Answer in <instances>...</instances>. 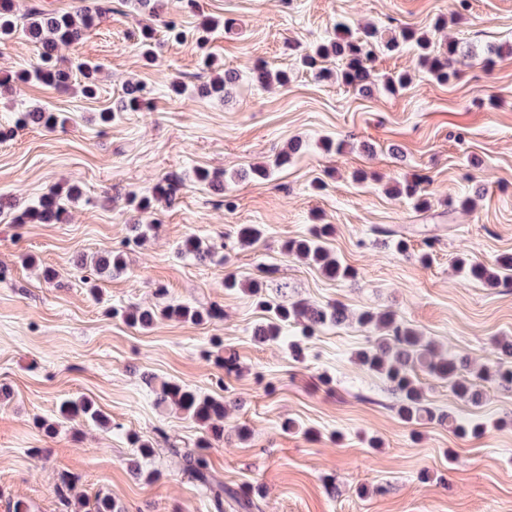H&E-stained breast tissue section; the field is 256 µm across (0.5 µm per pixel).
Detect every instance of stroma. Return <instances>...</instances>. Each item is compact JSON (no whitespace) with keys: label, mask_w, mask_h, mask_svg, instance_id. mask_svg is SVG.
<instances>
[{"label":"stroma","mask_w":512,"mask_h":512,"mask_svg":"<svg viewBox=\"0 0 512 512\" xmlns=\"http://www.w3.org/2000/svg\"><path fill=\"white\" fill-rule=\"evenodd\" d=\"M163 0L162 20L182 38L164 36L155 64L138 49L139 18L128 0H112L96 27L63 47L66 66L100 67L99 91L15 81L36 61L25 32L0 47V195L21 204L51 187L78 184L63 224H17L0 216V512L24 502L28 512H59L56 486L75 476L84 500L112 496L125 512H214L205 487L182 469V454L200 436L198 424L156 404L155 384L172 381L223 399L230 408L225 436L208 450L211 475L233 489H262L261 512H512V390L482 384L480 404L459 399L446 382L420 380L434 418L406 423L386 382L356 360L368 329L357 322L305 336L288 328L283 342L261 345L255 327L265 312L241 287L262 279L294 287V297L351 312H392L433 342L440 353L495 366L494 346L512 339V280L490 288L463 280L458 256L491 263L512 255V54L483 67L486 49L512 44V0ZM227 20L206 48L192 31L202 17ZM447 25L434 30L437 18ZM351 28L428 29L436 43L457 42L466 56L448 84L416 65L411 48L378 53L370 64L375 87L362 95L336 80H317L298 67L309 48ZM238 71L224 100L199 95L211 73L205 52ZM290 72L288 87L252 79L257 63ZM406 70L408 86L387 92L388 76ZM189 87L173 95L172 79ZM143 83L151 105L118 106L126 81ZM39 104L62 123L48 130L19 127L18 112ZM113 112L100 123V112ZM342 153L322 149L325 138ZM303 142L288 166L269 179L242 178L269 162L292 139ZM199 168L226 172L223 192L199 185ZM368 174L351 180L354 170ZM421 181L429 200L416 210L389 195L394 181ZM172 183V204L138 217L148 239L134 244L132 196ZM473 197L475 206L459 203ZM261 238L240 245L241 227ZM330 224L327 249L357 272L331 279L313 264L286 255L287 241ZM190 235L215 244L205 261L181 255ZM407 252H397L395 240ZM118 250L126 268L114 277L77 268L78 255ZM57 276L46 280L43 268ZM167 301L217 306L220 319L202 324L161 319L151 328L126 324L113 309ZM235 354L226 374L208 360L213 339ZM305 358L295 361L289 341ZM86 397L111 420L100 428L64 422L59 407ZM479 421L478 437L454 432L438 414ZM56 423L46 432L40 420ZM294 421L283 431L285 421ZM150 442L152 457L136 458L130 436ZM156 480H146V473Z\"/></svg>","instance_id":"35a3bbf8"}]
</instances>
